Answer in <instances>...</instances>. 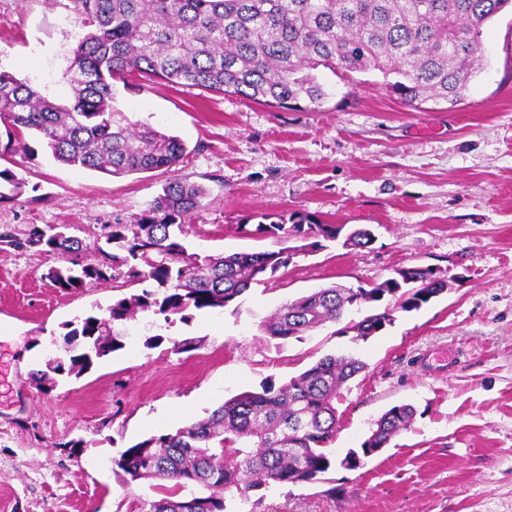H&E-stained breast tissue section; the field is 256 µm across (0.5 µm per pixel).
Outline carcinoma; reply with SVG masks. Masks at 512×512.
Returning <instances> with one entry per match:
<instances>
[{"instance_id": "1", "label": "carcinoma", "mask_w": 512, "mask_h": 512, "mask_svg": "<svg viewBox=\"0 0 512 512\" xmlns=\"http://www.w3.org/2000/svg\"><path fill=\"white\" fill-rule=\"evenodd\" d=\"M83 37L60 75L70 92L60 103L37 86L0 71V123L8 142L7 160L23 145L26 132L38 134L54 160L111 177L177 166L183 141L147 120L133 119L115 106L114 83L134 89L136 77L168 86L198 87L233 94L277 108L300 105L320 111L333 93L318 70L372 73L404 105H457L481 70V29L512 0H72ZM206 189L175 179L124 223L106 224V251L65 232L67 226L30 224L21 233L0 231V248L57 253L68 265L44 278L61 292L124 277L144 285L139 293L112 301L102 314L68 321L63 335L67 357H53L36 378L51 385L78 377L98 360L124 347L121 327L150 312L172 322L190 310L225 308L254 283L271 280L297 254L336 240L342 229L316 223L294 211L257 213L251 235L298 242L277 251L222 255L190 253L181 236L204 211ZM421 288L407 289L403 311L418 310L448 288L428 269L415 268ZM400 300L393 281L367 289L320 288L281 306L260 324L272 339L298 338L326 322H338L353 306ZM392 324L372 313L344 326L366 341ZM366 368L350 355L326 356L278 386L244 392L210 417L151 436L127 449L116 462L129 481L168 480L149 512H227L226 494L243 498L274 482L309 483L326 473L328 444L336 435V403L346 383ZM415 410L394 405L376 422L361 451L341 460L349 470L408 430ZM196 485L203 492L185 498Z\"/></svg>"}]
</instances>
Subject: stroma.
Listing matches in <instances>:
<instances>
[{
  "label": "stroma",
  "mask_w": 512,
  "mask_h": 512,
  "mask_svg": "<svg viewBox=\"0 0 512 512\" xmlns=\"http://www.w3.org/2000/svg\"><path fill=\"white\" fill-rule=\"evenodd\" d=\"M81 35L71 0H0V68L61 101L69 91L58 75ZM481 42L487 63L452 108H407L373 73L323 71L333 96L317 112L139 79L135 91H118L117 106L184 141L172 172L109 177L56 162L25 134L8 167L27 186H0L10 195L0 225L19 231L65 224L93 241L178 177L208 190L186 227L192 252L280 249L239 232L258 212L366 226L375 240L299 256L228 307L186 322L139 315L122 349L54 386L33 374L63 355L62 323L136 287L63 294L44 278L61 256L0 250V512H147L160 492L127 480L116 465L123 452L336 353L366 369L342 392L334 465L310 483L269 484L242 512H512V12ZM411 267L460 281L368 340L332 324L286 341L258 329L314 289L369 288ZM185 339L193 349H180ZM400 404L416 409L411 428L362 468L341 467Z\"/></svg>",
  "instance_id": "1"
}]
</instances>
